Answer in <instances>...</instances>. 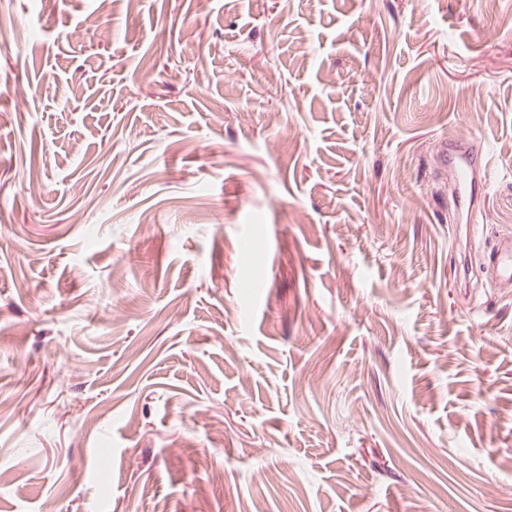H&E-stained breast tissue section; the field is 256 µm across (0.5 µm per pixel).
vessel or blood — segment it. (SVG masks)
<instances>
[{
	"label": "vessel or blood",
	"mask_w": 512,
	"mask_h": 512,
	"mask_svg": "<svg viewBox=\"0 0 512 512\" xmlns=\"http://www.w3.org/2000/svg\"><path fill=\"white\" fill-rule=\"evenodd\" d=\"M438 159L441 170L454 180L461 212L473 219L492 180L484 153L471 140L453 137L442 142ZM485 260L497 276L512 278V237H500Z\"/></svg>",
	"instance_id": "vessel-or-blood-1"
}]
</instances>
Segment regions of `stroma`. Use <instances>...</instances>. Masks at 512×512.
I'll return each instance as SVG.
<instances>
[{
	"instance_id": "35a3bbf8",
	"label": "stroma",
	"mask_w": 512,
	"mask_h": 512,
	"mask_svg": "<svg viewBox=\"0 0 512 512\" xmlns=\"http://www.w3.org/2000/svg\"><path fill=\"white\" fill-rule=\"evenodd\" d=\"M512 0H0V512H512ZM439 166L453 178L461 212L473 234L479 230L474 213L487 197L492 173L484 153L469 139L451 137L441 143ZM485 260L498 277L512 278V237H500L495 250L490 251Z\"/></svg>"
}]
</instances>
